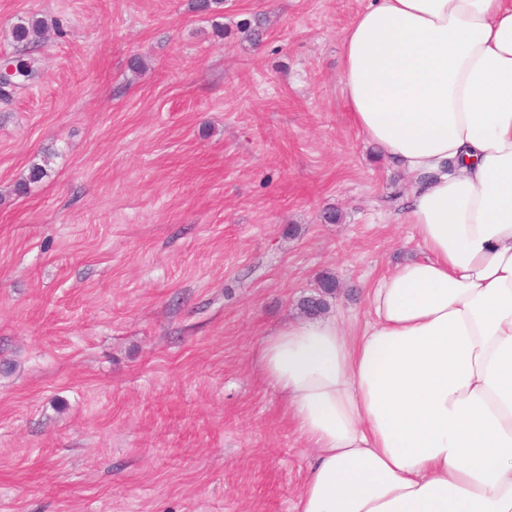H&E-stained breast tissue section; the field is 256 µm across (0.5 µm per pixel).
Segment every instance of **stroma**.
<instances>
[{"instance_id": "1", "label": "stroma", "mask_w": 512, "mask_h": 512, "mask_svg": "<svg viewBox=\"0 0 512 512\" xmlns=\"http://www.w3.org/2000/svg\"><path fill=\"white\" fill-rule=\"evenodd\" d=\"M191 2L0 0L39 67L0 100V512H293L312 450L254 351L325 273L360 331L417 251L341 93L366 0Z\"/></svg>"}]
</instances>
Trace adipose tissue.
Wrapping results in <instances>:
<instances>
[{
    "instance_id": "1",
    "label": "adipose tissue",
    "mask_w": 512,
    "mask_h": 512,
    "mask_svg": "<svg viewBox=\"0 0 512 512\" xmlns=\"http://www.w3.org/2000/svg\"><path fill=\"white\" fill-rule=\"evenodd\" d=\"M340 72L419 251L358 338L321 316L257 351L314 450L294 512H512V0H369Z\"/></svg>"
}]
</instances>
